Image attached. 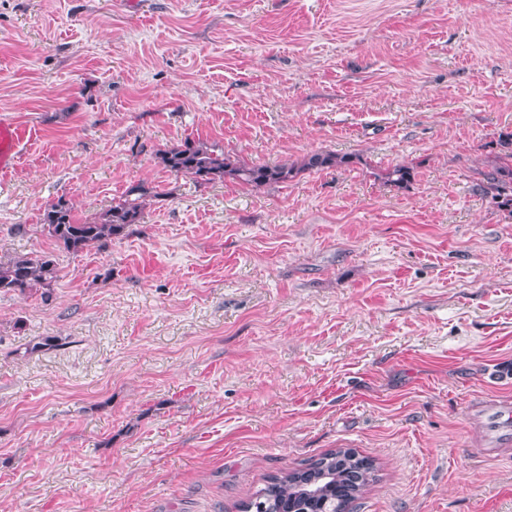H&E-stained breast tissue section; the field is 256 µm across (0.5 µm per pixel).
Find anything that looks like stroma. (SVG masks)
<instances>
[{"mask_svg":"<svg viewBox=\"0 0 512 512\" xmlns=\"http://www.w3.org/2000/svg\"><path fill=\"white\" fill-rule=\"evenodd\" d=\"M146 2L0 0V260L60 269L0 294V512H239L336 448L378 466L357 512H512L471 413L512 401V0ZM188 137L352 162L199 184L159 159ZM141 183L106 247L41 224ZM21 131L12 122L0 119V171L11 168L17 159ZM503 153L492 169L483 174V191L500 209L512 213V135L503 141ZM58 273V263L52 254L18 256L6 262L0 261V293L25 295L42 289L41 298L47 301Z\"/></svg>","mask_w":512,"mask_h":512,"instance_id":"1","label":"stroma"}]
</instances>
